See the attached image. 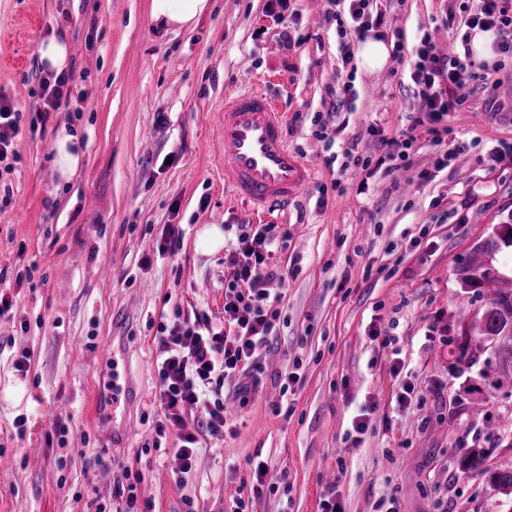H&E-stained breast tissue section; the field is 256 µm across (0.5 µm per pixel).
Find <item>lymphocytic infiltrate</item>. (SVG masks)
Wrapping results in <instances>:
<instances>
[{
  "instance_id": "obj_1",
  "label": "lymphocytic infiltrate",
  "mask_w": 512,
  "mask_h": 512,
  "mask_svg": "<svg viewBox=\"0 0 512 512\" xmlns=\"http://www.w3.org/2000/svg\"><path fill=\"white\" fill-rule=\"evenodd\" d=\"M463 25L461 43H468L472 30H492L497 35L496 55L512 59V0H476ZM415 55L410 79L422 107L414 127L443 122L451 113L466 109L476 90L497 88L487 74L475 71L468 56L439 50L430 35L422 36ZM280 239L278 225L260 224L243 230L230 247L226 262L232 279L224 290L223 324H213L196 311L159 327L155 400L164 421L156 431L176 430L182 476L192 471L201 436L220 437L230 428L221 397L225 380L255 367L271 347L279 311L269 285L282 277L273 261ZM194 405L202 408L204 416L191 427L184 409Z\"/></svg>"
}]
</instances>
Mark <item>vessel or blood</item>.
<instances>
[{"label": "vessel or blood", "mask_w": 512, "mask_h": 512, "mask_svg": "<svg viewBox=\"0 0 512 512\" xmlns=\"http://www.w3.org/2000/svg\"><path fill=\"white\" fill-rule=\"evenodd\" d=\"M284 123L280 105L259 89L224 98L214 167L225 191L253 211L288 205L313 178L312 168L289 146Z\"/></svg>", "instance_id": "1"}]
</instances>
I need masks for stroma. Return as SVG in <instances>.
<instances>
[{
  "instance_id": "obj_1",
  "label": "stroma",
  "mask_w": 512,
  "mask_h": 512,
  "mask_svg": "<svg viewBox=\"0 0 512 512\" xmlns=\"http://www.w3.org/2000/svg\"><path fill=\"white\" fill-rule=\"evenodd\" d=\"M212 2L194 29L161 34L149 0H0V96L31 119L38 48L53 35L70 42L73 89L86 93L37 131L22 127L0 176V292L14 301L0 319V512H233L239 499L246 512H322L330 497L344 512H384L391 496L397 512H512V494L459 467L478 448L485 467L512 468V388L488 386L493 353L467 370L453 355L459 318L478 307L456 270L512 220V162L486 158L493 141L512 144V112L498 108L512 103V61L494 95L476 91L467 110L417 128L407 166L388 173L376 165L387 140L421 109L414 47L426 33L452 45L456 0H382L391 50L376 72L361 67L356 34H337L346 0ZM347 86L353 111L317 126ZM251 87L280 104L290 147L314 171L288 210L265 217L225 199L211 163L225 93ZM64 125L85 144L67 184L52 167ZM348 151L374 166L368 193L355 169L327 163ZM263 222L285 234L276 335L257 370L225 383L232 430L202 436L182 481L173 432H156L157 329L193 310L223 320L231 271L199 237L215 224L229 244ZM168 224L184 231L172 257L158 251ZM373 329L395 349L372 342ZM113 336L134 386L116 442L90 422L97 353ZM239 385L252 389L247 403ZM367 404L360 435L352 420ZM261 464L275 492L254 494ZM130 484L129 502L118 490Z\"/></svg>"
}]
</instances>
